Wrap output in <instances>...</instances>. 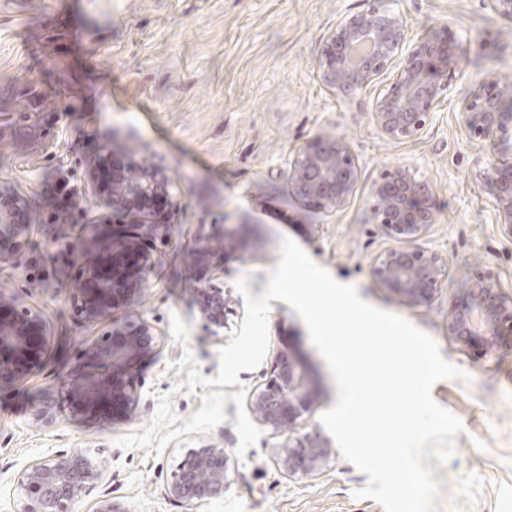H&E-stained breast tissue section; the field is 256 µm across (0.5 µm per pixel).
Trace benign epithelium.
Here are the masks:
<instances>
[{
  "label": "benign epithelium",
  "mask_w": 512,
  "mask_h": 512,
  "mask_svg": "<svg viewBox=\"0 0 512 512\" xmlns=\"http://www.w3.org/2000/svg\"><path fill=\"white\" fill-rule=\"evenodd\" d=\"M465 49L448 33L409 36L402 17L373 5L336 22L318 60L322 82L339 92L351 93L383 84L372 106V117L389 140L418 139L433 123L441 103L451 94L462 72ZM462 125L468 138L489 147L477 162L475 180L492 202V221L512 237V158L503 150L512 145V79L494 78L462 103ZM86 179L64 186L71 208L53 223L44 224L50 241L61 244L54 271L61 286L74 299L86 323L108 322L126 306L131 289L148 287L153 268V245H165L175 207L171 182L159 169L130 162L101 182L98 155L83 158ZM291 192L309 206L324 212L346 208L356 193L360 166L348 144L339 137L320 135L305 143L291 162ZM155 194L169 199L161 213L144 211L127 233L112 231L114 217L129 210L134 201ZM104 212L99 223H79L89 198ZM369 210L374 223L394 246L374 258L369 275L373 285L403 304L428 302L448 282V258L419 247L418 242L435 223L433 191L412 168L397 165L384 170L370 190ZM44 215L29 208L25 197L0 196V224L15 242L0 250V270L13 267ZM233 237L224 225L201 226L186 245L189 271L196 267L220 270L224 253L233 250ZM87 259L79 273L71 271L68 257ZM202 320L213 335L224 329L231 300L224 284L211 277L194 288ZM448 335L479 360H489L512 348V296L506 295L495 272L475 267L468 274L465 301L448 311ZM156 344L153 328L145 321L118 340L83 344L80 361L89 364L61 381L57 393L44 399L31 413L35 427L51 426L57 415L105 412L128 413L138 399L135 364ZM50 345L42 312L19 306L15 296L0 292V387L29 378L44 360ZM321 399L312 375L296 360L276 356L269 380L253 394L257 419L273 434L284 437L276 457L289 475L313 476L332 455L329 440L313 430L298 433L299 419L313 411ZM107 463L79 452H61L30 464L18 479V512H70V505L104 480ZM230 485L229 458L222 448H192L171 475L168 492L189 504L224 495ZM94 512H129L105 493Z\"/></svg>",
  "instance_id": "obj_1"
}]
</instances>
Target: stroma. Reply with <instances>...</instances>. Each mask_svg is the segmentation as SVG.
I'll use <instances>...</instances> for the list:
<instances>
[{
  "instance_id": "stroma-1",
  "label": "stroma",
  "mask_w": 512,
  "mask_h": 512,
  "mask_svg": "<svg viewBox=\"0 0 512 512\" xmlns=\"http://www.w3.org/2000/svg\"><path fill=\"white\" fill-rule=\"evenodd\" d=\"M377 4L399 13L411 37L444 29L467 43L464 76L414 141L397 143L377 129V87L344 95L319 77L323 41L337 20L361 10L362 0H0V120L12 128L11 146L0 150V193L20 194L47 212L60 176L83 182V154L103 148L123 157L133 146L138 158L167 172L176 202L149 288L132 293L113 323L76 316L53 276L57 247L40 227L17 265L0 273V290L43 312L52 345L35 376L0 390V512H17L22 471L61 450L106 460L103 486L129 512H383L358 497L368 477L340 452L317 476L293 477L272 455L281 438L266 428L244 458H235L237 406L230 400L223 423L182 435L161 455L118 446V438L150 423L156 394H171L183 419L201 408L203 386L177 388L188 377L176 368L184 350L203 376L218 374V350L227 340L211 335L200 318L184 252L202 224L224 225L237 239L236 252L224 257V286L234 299L230 328H240L246 296L265 291L289 238L336 280L354 285L361 299L430 334L463 373L432 389L464 426L447 466L424 460L440 486L439 512H512V349L479 361L448 334V305L464 298L475 265L493 266L512 294V240L493 224L490 198L475 181L483 150L465 137L461 116L463 98L488 76L512 78V19L488 0ZM320 135L343 138L361 169L355 196L337 213L313 209L291 192L296 152ZM397 165L432 184L436 222L420 245L445 255L450 268L447 283L416 306L374 288L369 276L374 257L392 245L371 219L369 190ZM243 279L245 295L236 289ZM142 320L159 341L138 365L139 397L129 414L81 420L64 412L52 426L32 425L31 407L76 370L81 343ZM283 352L322 384L318 411L303 423L307 431L320 428L319 414L334 406L337 387L304 321L283 301L271 303L265 359L223 391H254ZM204 446L230 455L231 484L223 497L190 506L167 487L182 455Z\"/></svg>"
}]
</instances>
